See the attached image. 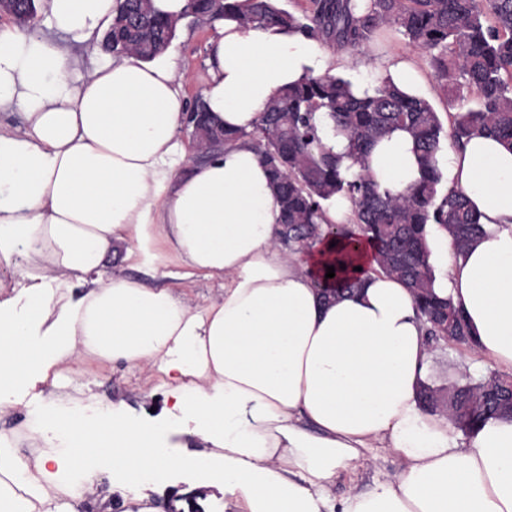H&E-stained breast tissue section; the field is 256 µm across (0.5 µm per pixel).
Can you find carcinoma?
I'll list each match as a JSON object with an SVG mask.
<instances>
[{
  "mask_svg": "<svg viewBox=\"0 0 512 512\" xmlns=\"http://www.w3.org/2000/svg\"><path fill=\"white\" fill-rule=\"evenodd\" d=\"M237 14L229 0H187L185 10L199 26L225 17L258 28L296 29L341 51L367 47L378 31L396 27L426 52L439 85L452 103L469 95L475 106L448 114L443 121L429 100L409 95L388 78L377 77L361 95L352 81L325 73L283 88L269 101L250 133L211 123L196 131L194 141L220 148L248 138L269 166L282 210L283 247L291 253L308 248L322 235L325 204L335 196L353 204V221L377 245L379 269L402 280L413 294L417 311L431 324L430 335H470L461 312L433 290V267L426 226L448 230L457 250L483 234L465 196L442 185L440 158L475 134H488L512 145V0H308L290 12L272 0H250ZM23 17L16 22L31 32L36 0H21ZM177 34V22L165 17L150 0H121L112 19V54L149 60L165 52ZM346 139L345 154L323 141L317 113ZM401 130L415 143L422 176L406 193L381 187L368 173L372 147ZM349 158L359 171L343 170ZM420 399L430 412L448 402L456 429L469 434L490 420L512 417V380L495 373L438 385H421Z\"/></svg>",
  "mask_w": 512,
  "mask_h": 512,
  "instance_id": "cac0c4a2",
  "label": "carcinoma"
}]
</instances>
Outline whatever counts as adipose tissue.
<instances>
[{
  "instance_id": "1",
  "label": "adipose tissue",
  "mask_w": 512,
  "mask_h": 512,
  "mask_svg": "<svg viewBox=\"0 0 512 512\" xmlns=\"http://www.w3.org/2000/svg\"><path fill=\"white\" fill-rule=\"evenodd\" d=\"M116 0H40L48 29L97 44ZM301 32L215 22L202 98L226 129L251 131L288 85L352 65ZM186 75L168 53L145 61L96 52L87 70L66 47L0 31V417L45 388L60 400L73 374L120 363L149 372L166 414L200 448L191 462L224 512H512V420L458 442L426 411L431 347L411 292L379 272L375 248L322 237L289 253L268 168L249 140L190 159L179 132ZM485 227L464 252L427 227L433 289L460 309L478 354L512 372V146L475 135L440 159ZM370 174L403 192L421 177L411 137L372 150ZM353 248L354 290L327 278ZM122 268L105 273L108 259ZM175 265V283L125 274ZM220 281L195 302L194 278ZM56 410L24 441L0 429V512H81L104 472L136 493L124 512H163L140 489L182 466L159 422L122 405L94 416ZM401 469L354 487L367 452ZM349 481L335 495L337 481Z\"/></svg>"
}]
</instances>
